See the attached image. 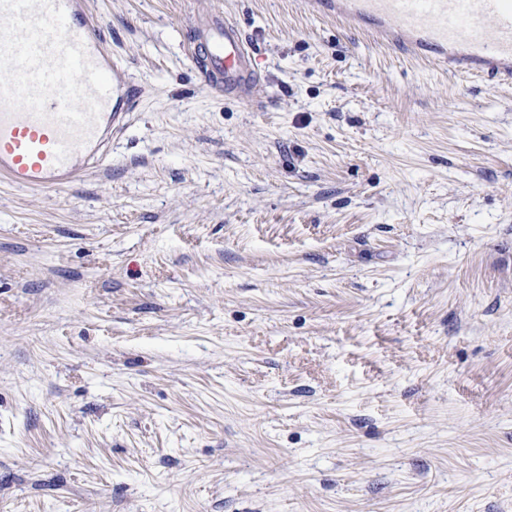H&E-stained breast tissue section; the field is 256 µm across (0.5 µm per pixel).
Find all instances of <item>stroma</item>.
<instances>
[{
  "label": "stroma",
  "instance_id": "1",
  "mask_svg": "<svg viewBox=\"0 0 512 512\" xmlns=\"http://www.w3.org/2000/svg\"><path fill=\"white\" fill-rule=\"evenodd\" d=\"M87 8L142 95L108 169L0 184V512H512V85L306 0ZM198 41L194 56L203 82L210 87H223L248 102L255 83L251 49L239 26L232 20L212 16L194 22Z\"/></svg>",
  "mask_w": 512,
  "mask_h": 512
}]
</instances>
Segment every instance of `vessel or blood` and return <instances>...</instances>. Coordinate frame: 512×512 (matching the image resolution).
Instances as JSON below:
<instances>
[{"mask_svg":"<svg viewBox=\"0 0 512 512\" xmlns=\"http://www.w3.org/2000/svg\"><path fill=\"white\" fill-rule=\"evenodd\" d=\"M66 16L68 43L82 42L89 61L111 81L96 125L79 140L53 121L0 105V181L21 188H61L111 155L127 127L139 87L101 45L84 0H53ZM310 9L369 33L389 46L453 73L512 81V0H310ZM194 56L203 82L249 101L251 50L239 26L221 16L194 22Z\"/></svg>","mask_w":512,"mask_h":512,"instance_id":"vessel-or-blood-1","label":"vessel or blood"}]
</instances>
